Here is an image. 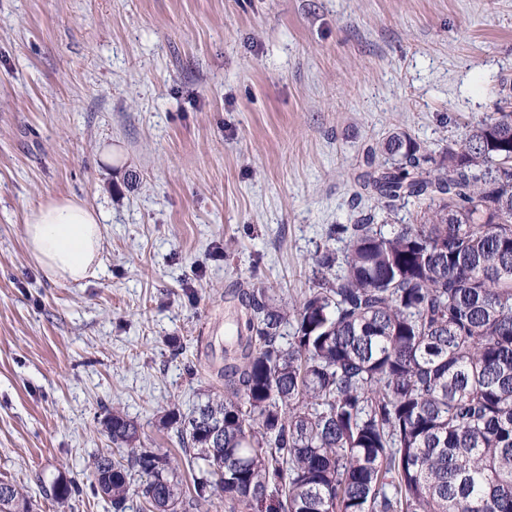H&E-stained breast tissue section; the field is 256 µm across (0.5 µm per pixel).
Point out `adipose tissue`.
Masks as SVG:
<instances>
[{"label": "adipose tissue", "instance_id": "obj_1", "mask_svg": "<svg viewBox=\"0 0 512 512\" xmlns=\"http://www.w3.org/2000/svg\"><path fill=\"white\" fill-rule=\"evenodd\" d=\"M103 226L77 198L52 199L34 209L24 226L33 261L53 281L77 283L100 268Z\"/></svg>", "mask_w": 512, "mask_h": 512}]
</instances>
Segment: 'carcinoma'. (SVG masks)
Wrapping results in <instances>:
<instances>
[{"instance_id":"carcinoma-1","label":"carcinoma","mask_w":512,"mask_h":512,"mask_svg":"<svg viewBox=\"0 0 512 512\" xmlns=\"http://www.w3.org/2000/svg\"><path fill=\"white\" fill-rule=\"evenodd\" d=\"M357 184L378 212L332 229L343 248L316 256L299 301L242 293L224 398L166 415L195 450L192 487L107 414L125 455L96 457L92 483L113 512L132 492L138 512L221 494L227 512H512V80L437 155L405 133L370 147ZM409 200L425 204L417 223H376ZM60 482L62 508L77 487ZM0 512H31L30 497L12 484Z\"/></svg>"}]
</instances>
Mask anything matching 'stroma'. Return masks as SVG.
I'll return each mask as SVG.
<instances>
[{
    "label": "stroma",
    "mask_w": 512,
    "mask_h": 512,
    "mask_svg": "<svg viewBox=\"0 0 512 512\" xmlns=\"http://www.w3.org/2000/svg\"><path fill=\"white\" fill-rule=\"evenodd\" d=\"M504 77L512 0H0V479L34 512H111L90 464L115 410L190 471L163 420L223 394L238 293L301 299L365 149L439 151ZM68 196L105 234L65 284L22 226Z\"/></svg>",
    "instance_id": "35a3bbf8"
}]
</instances>
